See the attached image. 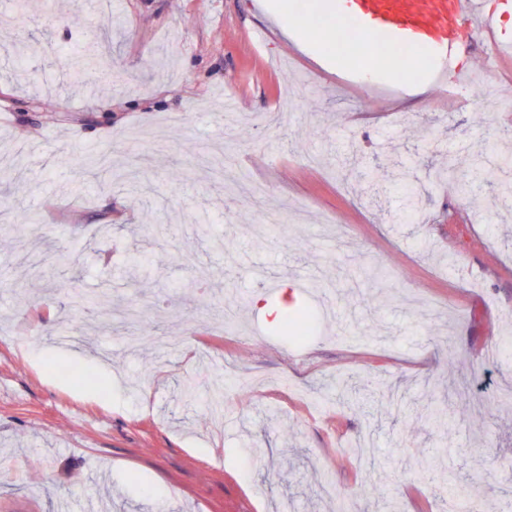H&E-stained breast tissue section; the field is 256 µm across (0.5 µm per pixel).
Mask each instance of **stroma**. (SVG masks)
Segmentation results:
<instances>
[{"mask_svg": "<svg viewBox=\"0 0 512 512\" xmlns=\"http://www.w3.org/2000/svg\"><path fill=\"white\" fill-rule=\"evenodd\" d=\"M29 16L0 21V203L39 226L0 232V512H336L327 482L352 512H461L452 479L512 512V211L483 180L512 112L427 85L375 95L383 71L320 67L286 32L299 14L264 0H112L93 20L29 0ZM93 27L115 80L47 92ZM103 153L143 165L148 191L91 180ZM227 153L249 166L213 178ZM394 156L423 223L403 221ZM244 173L283 223H260ZM283 274L288 298L267 290ZM282 304L312 336L277 333ZM108 306L139 320L97 328ZM364 441L366 466L349 453Z\"/></svg>", "mask_w": 512, "mask_h": 512, "instance_id": "stroma-1", "label": "stroma"}]
</instances>
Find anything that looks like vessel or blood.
Wrapping results in <instances>:
<instances>
[{
    "label": "vessel or blood",
    "mask_w": 512,
    "mask_h": 512,
    "mask_svg": "<svg viewBox=\"0 0 512 512\" xmlns=\"http://www.w3.org/2000/svg\"><path fill=\"white\" fill-rule=\"evenodd\" d=\"M336 14L353 20L356 28L373 38L377 48L402 47L406 52L429 53L433 65L426 80L435 87L463 84L470 76L458 64L466 45L461 27L496 31L497 17L486 11L484 0H341Z\"/></svg>",
    "instance_id": "b4317fda"
}]
</instances>
